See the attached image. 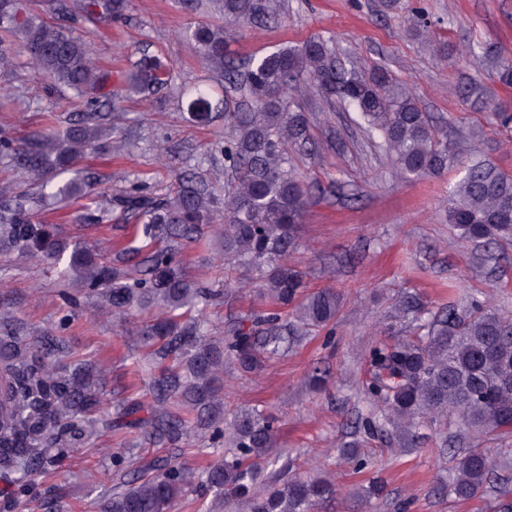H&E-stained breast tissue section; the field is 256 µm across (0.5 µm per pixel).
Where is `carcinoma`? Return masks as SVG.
Segmentation results:
<instances>
[{
  "label": "carcinoma",
  "mask_w": 512,
  "mask_h": 512,
  "mask_svg": "<svg viewBox=\"0 0 512 512\" xmlns=\"http://www.w3.org/2000/svg\"><path fill=\"white\" fill-rule=\"evenodd\" d=\"M46 20L0 0V28L20 38L29 64L51 86L79 97L105 87L106 74L82 35L65 25L74 0H45ZM80 10L110 20L123 15L125 0H80ZM275 0H222L227 23L253 24L274 14ZM203 58L224 64V28L187 31ZM170 67L158 58L144 61L127 77L123 92L141 94L169 80ZM316 96L330 111L354 113L353 122L393 168L407 179L441 175L458 166L460 142L435 128L417 98L387 68L341 66L330 41L314 36L255 55L243 67L224 70V223L213 224V201L200 182L184 179L162 198L131 196L121 201L145 245L118 251L112 263L99 261L86 243L69 241L47 224L34 223L31 198L11 182L0 184V253L19 251L73 280L101 299L115 317L156 312L142 346L160 375L152 387L149 416L134 402L110 415L96 387L94 363L60 365L51 359L57 338L33 342L18 330L0 328V471L13 475L22 491L33 472L57 466L69 447L93 433L91 425L134 429L148 440L178 447L193 436L224 448L203 470L179 457L152 461L126 481L133 463L119 453L112 468L120 485L102 512H172L187 495L210 499L206 512L221 504L233 512H318L339 495L336 482L314 475L279 472L261 478L279 463L278 418L258 408L227 412L224 366L238 377L259 375L267 362L288 349V321L294 335L309 336L334 325L343 298L334 288L304 293L303 274L288 264L302 224L309 185L289 158L292 146L313 140L307 101ZM99 124H76L42 132L23 150L0 134V152L39 184L47 204L84 193L75 170L78 158L97 146ZM448 223L464 244L485 246L512 240V174L472 153L448 200ZM185 239L216 243L224 259L259 274L265 309L208 335L204 311L221 304L224 289L212 288L175 269ZM371 375L363 389L369 400L360 413L356 439L343 454L358 469L368 465L360 452L378 440L413 444L430 430L451 442L443 488L457 500L484 496L494 487L496 461L482 443L512 434V315L473 300L459 309L425 319L414 335L376 342L368 352ZM231 418H226V415ZM383 491L372 480L355 493L369 502Z\"/></svg>",
  "instance_id": "carcinoma-1"
}]
</instances>
